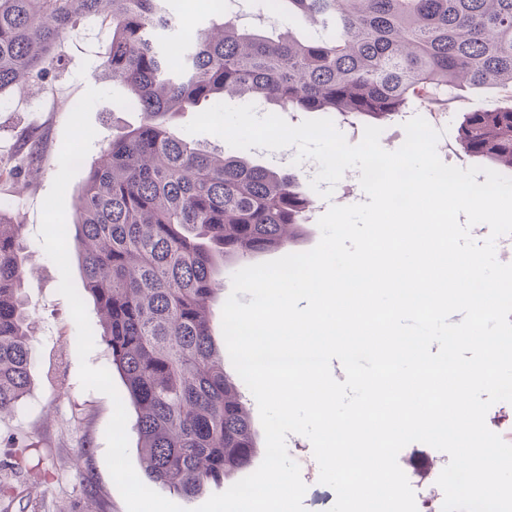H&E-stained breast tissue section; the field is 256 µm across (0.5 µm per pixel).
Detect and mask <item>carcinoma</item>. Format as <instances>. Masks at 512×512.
I'll use <instances>...</instances> for the list:
<instances>
[{
  "instance_id": "1",
  "label": "carcinoma",
  "mask_w": 512,
  "mask_h": 512,
  "mask_svg": "<svg viewBox=\"0 0 512 512\" xmlns=\"http://www.w3.org/2000/svg\"><path fill=\"white\" fill-rule=\"evenodd\" d=\"M318 20L300 40L225 20L160 38L172 0H0V104L45 84L62 40L112 27L105 69L140 113L90 166L76 208L83 286L103 314L101 341L136 419L139 478L189 499L260 452L239 380L213 343L218 261L288 254L312 201L297 174L180 135L176 118L226 95L300 112L372 120L448 89L494 87L503 107H472L460 145L512 170V0H282ZM0 163V182L37 166ZM22 229L0 210V411L21 403L33 362Z\"/></svg>"
}]
</instances>
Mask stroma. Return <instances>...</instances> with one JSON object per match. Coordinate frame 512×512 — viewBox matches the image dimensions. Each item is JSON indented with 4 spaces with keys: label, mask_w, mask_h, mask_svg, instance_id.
<instances>
[{
    "label": "stroma",
    "mask_w": 512,
    "mask_h": 512,
    "mask_svg": "<svg viewBox=\"0 0 512 512\" xmlns=\"http://www.w3.org/2000/svg\"><path fill=\"white\" fill-rule=\"evenodd\" d=\"M241 27L272 32H300L288 14L268 16L262 0H241L236 10ZM112 38L110 26L93 24L64 39L57 48L66 67L46 85L14 90L0 108V155L22 159L24 143L34 139L42 173L29 187L0 185L23 224L26 286L34 362L31 384L22 402L0 412V512H127L109 473L105 430L113 414L111 399L83 389L79 380L77 327L67 300L59 293L61 276L46 255L40 237L42 203L59 167L65 123L87 89H112L103 63ZM505 97L495 88L467 91L465 100L449 98L446 112L450 146L458 144V127L467 107L493 109ZM140 115L110 101L91 112L96 137L70 182L65 196L67 222L75 220V204L88 173V162L101 157L106 144ZM87 449L76 459V449Z\"/></svg>",
    "instance_id": "1"
}]
</instances>
